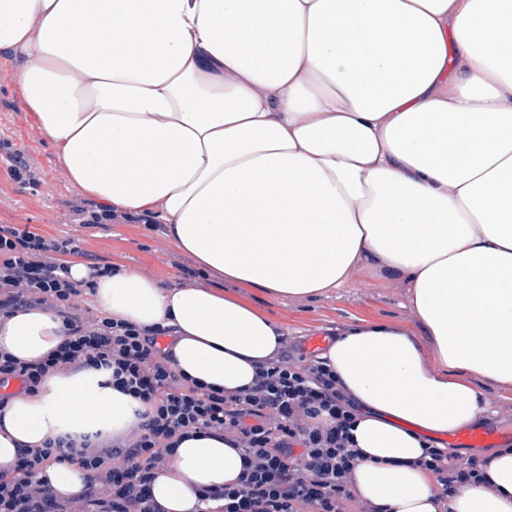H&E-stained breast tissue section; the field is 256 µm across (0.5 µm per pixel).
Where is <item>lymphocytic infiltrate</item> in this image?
I'll return each instance as SVG.
<instances>
[{
    "mask_svg": "<svg viewBox=\"0 0 512 512\" xmlns=\"http://www.w3.org/2000/svg\"><path fill=\"white\" fill-rule=\"evenodd\" d=\"M79 251L73 238L50 240L26 224L0 225V320L41 308L65 328L61 344L38 360L23 362L0 349V411L11 381L33 393L47 374L83 368L111 370L113 386L150 408L124 440L58 437L24 449L10 470L0 471V512H165L151 483L171 465L176 446L197 433L243 452L238 484L204 492L207 512H381L351 489L358 409L325 358L280 351L241 389L177 375L158 343L165 328L77 305L83 288L69 280L65 258ZM63 463L86 471L81 497H60L40 480ZM417 464L436 475L446 497L465 484H490L487 459L474 455L457 463L429 444Z\"/></svg>",
    "mask_w": 512,
    "mask_h": 512,
    "instance_id": "lymphocytic-infiltrate-1",
    "label": "lymphocytic infiltrate"
}]
</instances>
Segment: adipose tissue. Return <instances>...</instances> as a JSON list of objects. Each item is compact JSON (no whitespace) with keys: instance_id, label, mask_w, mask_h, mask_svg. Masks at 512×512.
I'll return each instance as SVG.
<instances>
[{"instance_id":"1","label":"adipose tissue","mask_w":512,"mask_h":512,"mask_svg":"<svg viewBox=\"0 0 512 512\" xmlns=\"http://www.w3.org/2000/svg\"><path fill=\"white\" fill-rule=\"evenodd\" d=\"M1 54L71 186L204 268L292 300L364 269L409 285L435 366L388 322L322 353L360 406L352 489L382 512H512V449L445 502L416 465L425 435L489 413L474 378L512 384V0H0ZM90 298L170 329L177 374L208 385H250L283 347L276 322L134 266ZM63 336L49 310L0 321L22 361ZM144 410L109 370L53 373L0 416V470L51 437H127ZM242 469L201 433L152 493L204 512Z\"/></svg>"}]
</instances>
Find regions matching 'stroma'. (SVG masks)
<instances>
[{
	"label": "stroma",
	"instance_id": "stroma-1",
	"mask_svg": "<svg viewBox=\"0 0 512 512\" xmlns=\"http://www.w3.org/2000/svg\"><path fill=\"white\" fill-rule=\"evenodd\" d=\"M15 66L11 57L0 55V141L24 155L38 170L43 187L34 191L12 181L6 163L0 162V224H26L50 239L76 238L78 260L86 265H135L163 282H184V269L196 263L168 244L162 231L137 223H77L76 207L92 206L93 201L70 186L49 135L25 112L13 82ZM203 285L279 323L295 356L305 354L309 337H326L353 323L390 322L418 337L425 361L433 359L431 343L411 310L409 291L397 280L382 281L362 272L349 286L304 301L275 298L211 270ZM479 385L492 407L481 426L497 429L496 448H512V386L488 379Z\"/></svg>",
	"mask_w": 512,
	"mask_h": 512
}]
</instances>
